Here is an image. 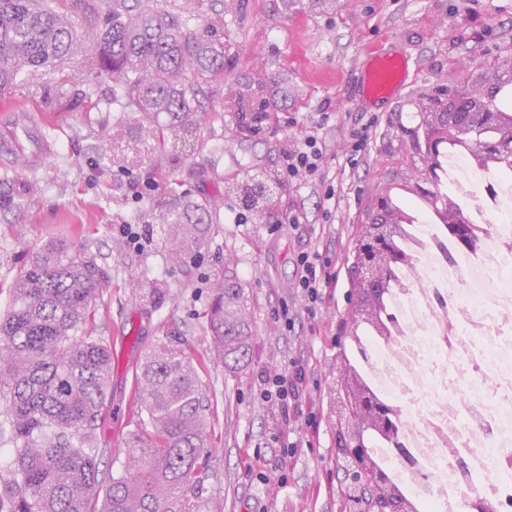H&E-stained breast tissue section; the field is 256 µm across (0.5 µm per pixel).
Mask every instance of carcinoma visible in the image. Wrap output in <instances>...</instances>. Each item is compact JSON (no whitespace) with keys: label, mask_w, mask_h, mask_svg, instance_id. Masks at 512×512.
Here are the masks:
<instances>
[{"label":"carcinoma","mask_w":512,"mask_h":512,"mask_svg":"<svg viewBox=\"0 0 512 512\" xmlns=\"http://www.w3.org/2000/svg\"><path fill=\"white\" fill-rule=\"evenodd\" d=\"M67 0H0V93L26 71L78 55L84 36L64 10ZM192 11L147 10L113 0L95 38L97 72L112 74V94L95 97L83 79L89 111L134 108L143 128L164 139L165 113L183 121L195 109L184 81L193 71L224 82V42L196 34ZM220 204L180 196L160 222L172 255L198 248ZM107 293L85 250L47 244L15 279L0 317V399L16 449L14 470L0 480V512H204L202 473L212 451L204 382L188 354L162 342L135 374L139 409L124 472L104 478L95 431L111 414L112 348L96 335V307ZM244 289L226 278L203 317L211 352L231 371L250 360Z\"/></svg>","instance_id":"obj_1"}]
</instances>
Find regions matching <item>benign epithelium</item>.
<instances>
[{
	"mask_svg": "<svg viewBox=\"0 0 512 512\" xmlns=\"http://www.w3.org/2000/svg\"><path fill=\"white\" fill-rule=\"evenodd\" d=\"M489 69L492 74L486 92L450 91L430 97L420 106L418 123L411 135L412 150L420 159L430 158L446 146L457 132L453 116L468 112L482 124L497 129L495 136L473 142L474 156L482 162L512 164V118L494 105V96L512 85V67L491 65ZM431 178V169H414L410 190L427 191ZM436 208L439 220L447 224L448 232L458 243L474 246L469 218L446 197L437 199ZM401 224L399 210L385 195L378 201L376 216L358 225L350 299L343 318L347 336H362L368 331L386 334V323L378 314L377 304L386 286L387 271L399 259L396 239ZM336 435L344 468L352 474L350 512H365L366 502L373 512H414L412 501L399 492L373 457L372 440L378 437L385 440L389 449L400 450L398 413L378 401L345 363L336 376ZM468 505L472 512H500L498 499L489 495L476 493Z\"/></svg>",
	"mask_w": 512,
	"mask_h": 512,
	"instance_id": "1",
	"label": "benign epithelium"
}]
</instances>
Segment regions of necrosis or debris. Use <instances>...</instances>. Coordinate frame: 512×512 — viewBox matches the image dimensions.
<instances>
[{"instance_id":"obj_1","label":"necrosis or debris","mask_w":512,"mask_h":512,"mask_svg":"<svg viewBox=\"0 0 512 512\" xmlns=\"http://www.w3.org/2000/svg\"><path fill=\"white\" fill-rule=\"evenodd\" d=\"M475 204L486 208L494 264L449 277L444 256L415 258L400 290L402 337L366 333L372 385L396 406L402 427L432 462L428 477H406L405 489L425 512H457L466 499L512 472V401L491 399L492 385L512 381V179L472 157L454 160ZM466 452L473 467L453 463Z\"/></svg>"}]
</instances>
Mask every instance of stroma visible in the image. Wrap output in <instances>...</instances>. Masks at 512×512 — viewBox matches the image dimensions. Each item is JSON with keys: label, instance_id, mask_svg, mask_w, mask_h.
Listing matches in <instances>:
<instances>
[{"label": "stroma", "instance_id": "stroma-1", "mask_svg": "<svg viewBox=\"0 0 512 512\" xmlns=\"http://www.w3.org/2000/svg\"><path fill=\"white\" fill-rule=\"evenodd\" d=\"M197 32L224 43V82L199 84L202 111L192 137L169 115L164 148L140 130L134 112L87 113L75 82L83 63L23 76L0 95V312L20 269L47 243L95 255L111 287L96 314L112 346V414L96 431L100 468L121 473L135 429L134 377L159 343L184 342L201 360L213 415L215 449L204 474L209 512H345L347 480L337 455L336 375L352 344L340 335L350 288L349 256L357 224L379 194L402 185L421 160L403 127L429 97L452 87L482 88L476 56L512 58V0H196ZM409 60L408 86L390 100L367 104L359 87L369 49ZM266 100L259 118L241 109L252 94ZM39 111L53 150L31 162L36 145L13 115ZM376 119V133L357 166L346 162L350 132ZM309 133L325 141L318 176L289 182L283 156ZM258 174L275 188L268 209L242 208L231 187ZM334 187V201L324 198ZM188 194L217 199L220 217L184 262L163 241L156 204ZM300 231L275 229L294 208ZM149 241L133 244L140 225ZM331 260L335 293L305 311L290 283L301 251ZM249 298L254 336L248 366L233 373L207 361L210 333L202 312L224 274ZM292 329L276 320L281 307ZM296 364L306 372V399L282 420L260 396L267 371ZM297 447L281 455L276 436Z\"/></svg>", "mask_w": 512, "mask_h": 512}]
</instances>
